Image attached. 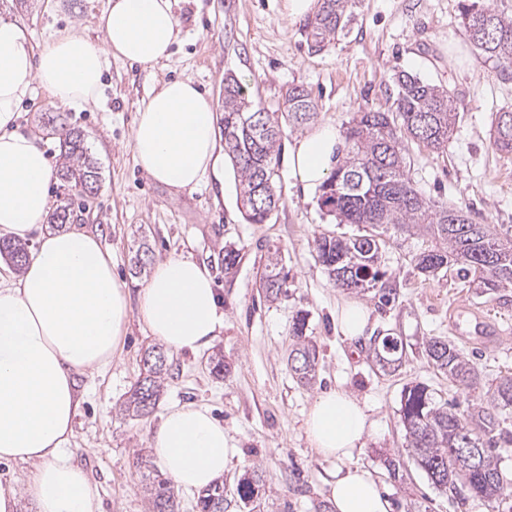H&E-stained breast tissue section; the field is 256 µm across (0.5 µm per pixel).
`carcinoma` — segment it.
<instances>
[{
    "label": "carcinoma",
    "instance_id": "obj_1",
    "mask_svg": "<svg viewBox=\"0 0 512 512\" xmlns=\"http://www.w3.org/2000/svg\"><path fill=\"white\" fill-rule=\"evenodd\" d=\"M357 4L358 0H319L316 14L304 24L308 49L319 52L328 48L354 20ZM461 16L465 33L480 55L500 68L501 74L511 76L512 16L475 2L463 5ZM396 85V97L389 110L358 112L348 122L344 131L346 156L321 186L319 201L321 208L335 214L339 223L356 225L358 233L350 237H317V260L336 287H344V281L351 279L374 289L383 284L381 258L388 241L416 230L439 242V246L415 257L421 271L434 274L458 265L467 274H479L478 287L488 294L512 288V234H503L494 224L448 223V213H460L462 209L427 200L408 176L406 143L417 142L436 152L445 151L459 118L458 97L406 71L397 75ZM286 102L287 111L268 112L253 102L237 78H224V154L237 170L240 201L245 219L251 224L265 223L268 213L280 205L275 155L280 149L282 120L301 126L318 115L317 104L300 86L287 90ZM253 116L260 127L245 126ZM493 145L500 152L512 154V123L496 124ZM60 148L65 158L60 177L75 196L82 198L86 196L84 186L99 181L98 167L88 154L84 135L70 130ZM490 246L497 247L504 263L495 267L481 263ZM0 251L6 252L17 266L28 256L21 244L3 243ZM129 251L131 275H144L151 254L146 238L133 239ZM287 282L279 249L268 250L261 278L266 297L277 299ZM292 334L295 344L291 370L300 384L308 386L316 379L319 351L306 336V316L296 317ZM373 353L377 365L389 367L402 359L403 344L385 336L374 346ZM160 354L162 350L156 346L144 352V376L124 403V412L133 417H147L157 406L161 385L170 371L168 360L157 359ZM426 354L436 370L448 375V380L468 389L478 384V370L452 342L432 337ZM490 398L498 406L512 407L511 373L499 378L491 388ZM400 419L417 465L436 488L452 494L465 489L489 500L502 494L504 484L494 449H484L476 465L454 454V449L465 448L467 443L481 438L468 417L437 402L427 386L417 383L404 389ZM143 479L152 512H175L170 482L151 470L143 474ZM259 482L256 473L243 478L237 489L239 499L248 502ZM223 502L224 484L217 480L200 492L196 507L198 512H210L212 506Z\"/></svg>",
    "mask_w": 512,
    "mask_h": 512
}]
</instances>
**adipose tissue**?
Returning <instances> with one entry per match:
<instances>
[{
  "mask_svg": "<svg viewBox=\"0 0 512 512\" xmlns=\"http://www.w3.org/2000/svg\"><path fill=\"white\" fill-rule=\"evenodd\" d=\"M96 26L101 43L78 29L34 51L28 29L0 15V235L38 246L16 271L0 274V461L31 463L24 489L0 481V512H98L94 485L67 450L81 398L79 373L108 366L131 315L173 352L207 347L224 331V307L207 267L190 257L153 264L138 294L112 271L99 235L71 227L42 231L55 171L40 138L18 129L34 87L82 110L97 103L110 59L153 66L181 35L172 0H108ZM212 101L190 80L164 82L143 100L132 135L137 166L171 191L223 181L224 149ZM339 141L322 128L294 140L293 176L321 185ZM373 430L354 395L319 396L305 420L312 447L338 467L327 483L332 512H391L374 473L354 465ZM153 457L177 488L202 489L224 474V427L194 404L170 408L149 438Z\"/></svg>",
  "mask_w": 512,
  "mask_h": 512,
  "instance_id": "ef3b65f1",
  "label": "adipose tissue"
}]
</instances>
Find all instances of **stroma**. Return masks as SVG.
Listing matches in <instances>:
<instances>
[{"instance_id":"1","label":"stroma","mask_w":512,"mask_h":512,"mask_svg":"<svg viewBox=\"0 0 512 512\" xmlns=\"http://www.w3.org/2000/svg\"><path fill=\"white\" fill-rule=\"evenodd\" d=\"M464 0H360L348 32L314 53L303 24L289 21L283 0H174L182 24L169 60L152 67L111 60L96 105L84 110L52 102L35 90L23 104L19 130L41 138L52 166H59L60 139L49 114H60L82 131L100 169L97 195L87 198L85 229L99 233L112 254V267L131 292L144 281L129 271L134 235L146 236L152 260L190 256L210 270L224 302V332L214 345L191 353H169L171 374L155 411L133 420L118 411L143 369L141 354L156 340L131 319L111 366L78 376L82 396L68 448L96 485L99 512H149L137 460L150 457L148 440L166 408L193 403L207 407L224 426L232 452L224 469L226 512H315L326 504L325 482L337 463L317 455L304 431L318 395L343 389L365 400L374 435L354 464L372 470L393 512H512V407L491 404L487 387L512 373V288L486 294L458 267L427 276L414 257L431 248V238L392 237L382 257L384 290L337 288L313 250L321 234L349 236L352 224L337 223L319 205V189L292 178L288 157L299 132L285 127L276 159L279 207L262 224L246 221L232 164L224 186L205 182L170 194L136 165L132 130L137 110L161 82L192 80L221 106L224 77L248 86L253 101L278 110L288 87L305 88L319 105L315 128L343 132L364 109H387L397 91L395 77L407 71L448 88L464 107L448 141L435 152L408 143L409 176L427 198L467 212L476 224L512 227V155L496 151L491 138L496 113L512 109V78L483 62L461 24ZM107 0H0L6 15L31 31L35 50L80 23L100 43L96 18ZM279 248L289 272L288 288L268 301L260 276L268 249ZM238 252L233 273L224 271V252ZM363 303L374 336L404 344L396 371L379 369L372 339L346 340L336 325L342 299ZM320 352L313 385L297 382L288 365L297 315ZM482 319L494 336L480 338L472 323ZM442 337L456 344L478 369L482 386L462 389L429 363L425 344ZM223 355V376L211 359ZM421 382L439 402L495 418L493 442L505 490L495 500L472 494L454 498L438 490L417 465L400 419L402 391ZM262 482L254 502L236 495L242 477Z\"/></svg>"}]
</instances>
